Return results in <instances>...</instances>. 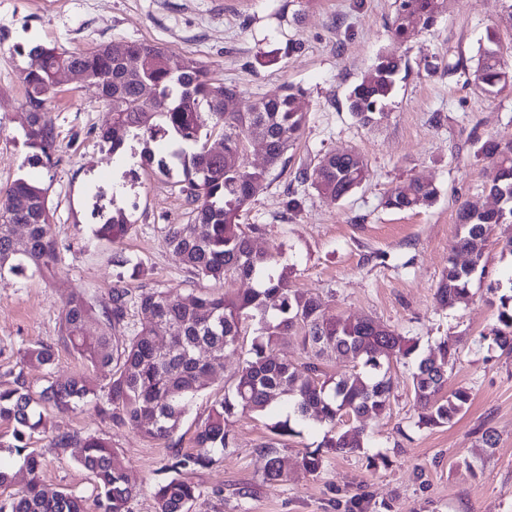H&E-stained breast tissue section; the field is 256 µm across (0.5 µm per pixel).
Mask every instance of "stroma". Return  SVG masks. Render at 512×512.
Returning <instances> with one entry per match:
<instances>
[{
  "mask_svg": "<svg viewBox=\"0 0 512 512\" xmlns=\"http://www.w3.org/2000/svg\"><path fill=\"white\" fill-rule=\"evenodd\" d=\"M507 7L506 0H448L432 27L399 41L388 30L396 0H0L6 34L0 41V186L22 175L41 180L53 232L69 247L49 276L0 277V384L12 382L18 350L39 342L54 345L55 361L48 369L25 368L33 391L80 368L76 353L59 342L71 293L98 305L117 286L133 295L163 288L182 298L202 290L231 296L241 287L234 279L201 282L186 273L166 243L165 227L189 223L191 209L164 177L141 171L124 179L117 201L132 230L122 246L94 236L92 191L111 192L114 182L112 154L99 139L112 114L89 82H63L47 103L58 144L54 166L24 164L26 59L16 44L34 39L82 52L108 42H147L196 60L248 100L286 84L302 88L305 130L288 152L286 169L271 171L242 223L262 225L256 246L280 249L295 268L297 288L323 298L326 313L371 317L424 348L443 336L462 337L448 387L470 394L451 424L417 427L409 369L397 365L391 406L367 419L361 454H330L321 474L309 473L301 456L317 447L323 432L303 429L289 440L288 477L279 482L265 479L257 453L275 414L230 418L234 444L212 467L194 473L201 496L192 512H339L338 501L357 494L364 495L366 512H512V355L494 343L499 302L490 291L512 278V251L505 247L512 223L488 226L486 272L472 279L467 301L445 309L435 300L459 204L496 205L486 189L497 168L477 150L489 139L512 141V87L488 95L473 79L487 30H496L510 48L512 64ZM390 52L402 55L407 75L397 81L381 120L361 126L347 95ZM349 150L370 170L368 182L351 195L332 201L311 187L292 186L302 165ZM412 179L437 187L432 206L403 212L382 206L390 189ZM292 197L300 202L293 210L287 206ZM118 250L140 264L141 275L119 276L113 264ZM237 365L233 354L212 362L211 383L179 423L182 452H194L197 428ZM47 426L109 441L136 490L131 512H155L153 488L168 477L163 443L100 418L89 405L50 414ZM488 429L496 447L481 442ZM31 445L42 456L46 490L94 501L96 483L78 463L77 449L54 447L46 432L34 434ZM380 455L386 464L369 468V459ZM463 458L473 471L460 466Z\"/></svg>",
  "mask_w": 512,
  "mask_h": 512,
  "instance_id": "obj_1",
  "label": "stroma"
}]
</instances>
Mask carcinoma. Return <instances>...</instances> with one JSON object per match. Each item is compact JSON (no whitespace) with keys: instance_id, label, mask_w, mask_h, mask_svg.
I'll return each instance as SVG.
<instances>
[{"instance_id":"1","label":"carcinoma","mask_w":512,"mask_h":512,"mask_svg":"<svg viewBox=\"0 0 512 512\" xmlns=\"http://www.w3.org/2000/svg\"><path fill=\"white\" fill-rule=\"evenodd\" d=\"M447 0H398L390 30L403 39L419 25L432 26ZM122 58L104 43L91 51L67 52L55 46L35 44L27 55L36 61L22 73L25 104L31 109L25 144L29 159L54 165L56 135L46 104L56 86L57 73L76 67L99 89L109 111L111 126L99 133L114 155H121L132 138L142 145V165L171 178L191 206L189 224L166 225V241L192 278L220 282L235 276L247 288L236 295L202 293L174 298L162 288H144L131 297L123 288H113L101 304L102 326L95 332L87 325L94 319L95 305L83 295L67 298L60 328L61 340L78 355L82 367L65 383L51 384L39 392L27 385L24 367L50 366L55 359L52 344L40 343L19 351L13 381L0 388V424L13 425L12 439H0V488L13 483L14 461H22L28 474L25 486L0 512H130L135 490L128 483L125 465L116 449L103 438L80 437L58 432L51 443L57 448L79 449L78 461L94 475L100 494L88 510L84 500L71 493L45 491L40 483L41 456L29 449L27 437L44 426L45 412H66L93 399L103 419L127 426L144 437L162 441L171 449L165 469L172 477L154 488L155 512H189L200 497L190 474L208 468L215 455L232 446L226 421L237 415L262 414L273 403L288 409L285 419L270 428L268 442L257 448L266 459L268 481H283L288 462L281 451L295 426L310 421L328 427L317 448L301 457L312 474L324 469L330 453H356L364 448L365 421L379 416L393 396L392 366L409 359L418 425L438 427L451 423L468 405L467 391L447 392L448 372L454 367L458 341L445 337L429 352L416 340L369 318H337L324 311V301L294 287V267L281 262L278 253L254 246L257 224L240 223L241 212L267 180L269 171L286 167V154L300 137L306 115L299 106L301 90L288 85L274 97H258L236 109L227 99L241 95L234 85L209 76L207 70L188 58L144 42L125 43ZM405 69L403 59L381 55L368 78L354 86L348 96L349 110L363 126L377 121L378 109L391 94L397 76ZM474 81L492 94L512 85V68L503 59L496 32L488 31L480 47ZM161 95L169 106L164 112L152 108V98ZM219 135L223 152L206 147ZM261 138L265 164L248 161L251 140ZM481 152L493 159L499 182L488 193L503 202L487 209L465 201L457 210L459 233L452 252H465L468 262L448 258L436 289L443 308L452 309L469 295L472 278L485 274L482 263L486 237L484 227L512 218V141H486ZM302 184L317 194L339 200L361 187L369 178L368 163L356 151L326 153L314 165L299 169ZM48 188L18 178L0 189V272L15 276L26 272H49L69 247L52 233L47 203ZM438 195L432 184L418 179L398 186L384 196V205L410 211L431 204ZM26 229L27 243L16 248L17 228ZM131 229L125 211L115 207L96 225L97 238L114 244ZM496 344L512 353V294L499 297ZM135 305L150 314V320L127 336L128 308ZM252 330L249 346L241 336ZM283 336L299 339L305 358L296 363L275 355ZM216 359L237 353L241 362L234 383L224 396L212 402L207 418L195 436L194 453L178 449L175 433L181 418L206 386L208 364L198 353ZM337 357L350 363L344 373L329 375L323 361ZM112 367L107 393L97 394L95 371Z\"/></svg>"}]
</instances>
